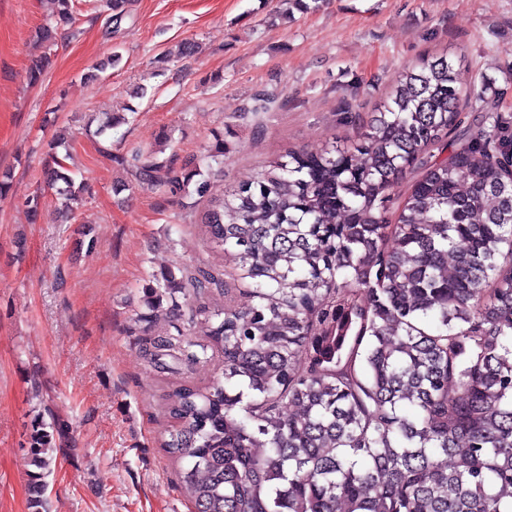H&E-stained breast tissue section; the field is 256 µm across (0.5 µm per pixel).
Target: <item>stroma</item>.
Wrapping results in <instances>:
<instances>
[{
	"label": "stroma",
	"instance_id": "1",
	"mask_svg": "<svg viewBox=\"0 0 512 512\" xmlns=\"http://www.w3.org/2000/svg\"><path fill=\"white\" fill-rule=\"evenodd\" d=\"M76 0L72 28H40L52 0H0V512H29L32 420H58L45 479L49 512H190L166 452L176 379L142 356L134 321L150 275L192 267L218 282L189 316L222 304L233 270L201 220L225 186L253 179L288 149L318 152L355 135L402 70L460 57L512 122V0ZM117 64H110L113 53ZM43 63L41 79L28 72ZM123 124L106 136L92 115ZM69 133L91 191L63 221L47 150ZM224 135V174L205 195L132 182L121 160L164 145L173 167ZM42 196L38 216L23 204Z\"/></svg>",
	"mask_w": 512,
	"mask_h": 512
}]
</instances>
